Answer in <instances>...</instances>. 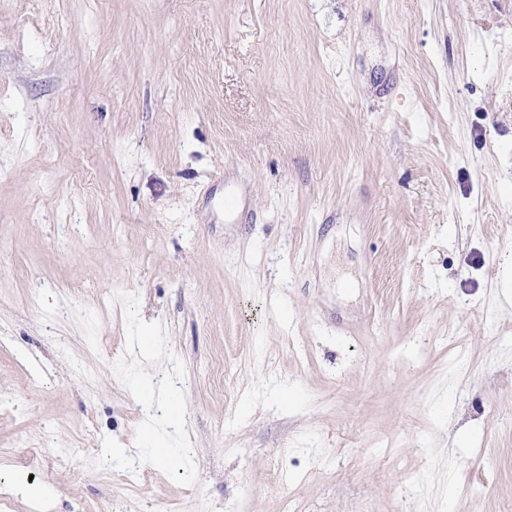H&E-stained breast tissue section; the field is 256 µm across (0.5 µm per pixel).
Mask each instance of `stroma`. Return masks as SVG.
Returning <instances> with one entry per match:
<instances>
[{
  "mask_svg": "<svg viewBox=\"0 0 512 512\" xmlns=\"http://www.w3.org/2000/svg\"><path fill=\"white\" fill-rule=\"evenodd\" d=\"M508 283L512 0H0L13 512H512Z\"/></svg>",
  "mask_w": 512,
  "mask_h": 512,
  "instance_id": "obj_1",
  "label": "stroma"
}]
</instances>
